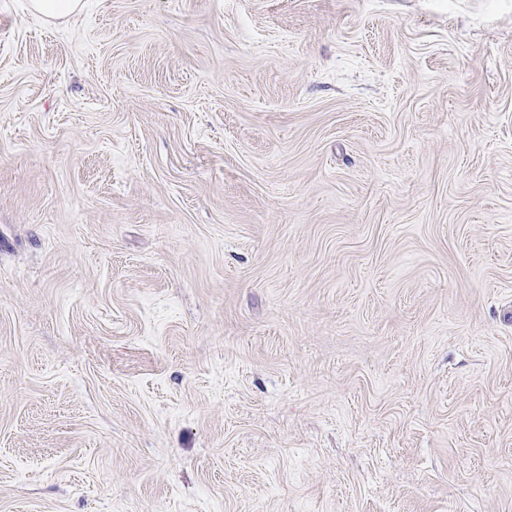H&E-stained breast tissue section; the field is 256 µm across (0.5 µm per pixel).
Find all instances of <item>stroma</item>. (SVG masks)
Segmentation results:
<instances>
[{"label":"stroma","mask_w":512,"mask_h":512,"mask_svg":"<svg viewBox=\"0 0 512 512\" xmlns=\"http://www.w3.org/2000/svg\"><path fill=\"white\" fill-rule=\"evenodd\" d=\"M0 512H512V0H0ZM81 0H32L34 12L52 20L67 18L81 10Z\"/></svg>","instance_id":"35a3bbf8"}]
</instances>
